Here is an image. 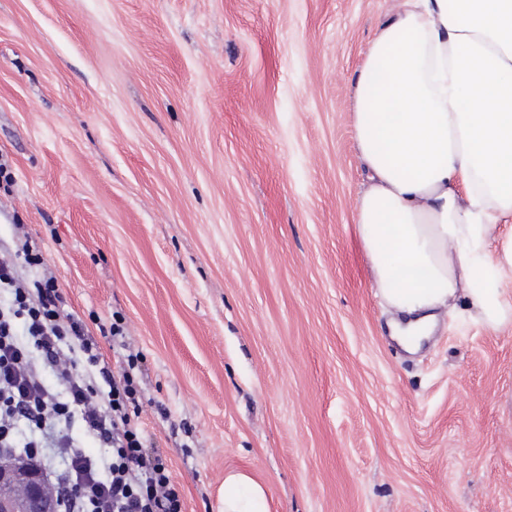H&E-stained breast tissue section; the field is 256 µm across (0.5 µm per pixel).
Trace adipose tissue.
Segmentation results:
<instances>
[{"instance_id": "ef3b65f1", "label": "adipose tissue", "mask_w": 512, "mask_h": 512, "mask_svg": "<svg viewBox=\"0 0 512 512\" xmlns=\"http://www.w3.org/2000/svg\"><path fill=\"white\" fill-rule=\"evenodd\" d=\"M354 104L356 232L393 337L417 350L460 298L474 323L512 324V0H403ZM271 510L250 474L225 475L219 512Z\"/></svg>"}]
</instances>
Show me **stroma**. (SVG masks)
Returning a JSON list of instances; mask_svg holds the SVG:
<instances>
[{"label":"stroma","instance_id":"stroma-1","mask_svg":"<svg viewBox=\"0 0 512 512\" xmlns=\"http://www.w3.org/2000/svg\"><path fill=\"white\" fill-rule=\"evenodd\" d=\"M400 0H0V243L140 353L184 512H512V324L389 336L352 80ZM165 414H158V407ZM265 488L250 474L231 471L219 491V512H272Z\"/></svg>","mask_w":512,"mask_h":512}]
</instances>
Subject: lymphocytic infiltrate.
<instances>
[{"label": "lymphocytic infiltrate", "instance_id": "1", "mask_svg": "<svg viewBox=\"0 0 512 512\" xmlns=\"http://www.w3.org/2000/svg\"><path fill=\"white\" fill-rule=\"evenodd\" d=\"M106 341L124 347L122 326L90 329L29 233L0 244V467L38 468L54 512H183L166 457L139 425V358L111 364ZM87 439L99 456L85 453Z\"/></svg>", "mask_w": 512, "mask_h": 512}]
</instances>
